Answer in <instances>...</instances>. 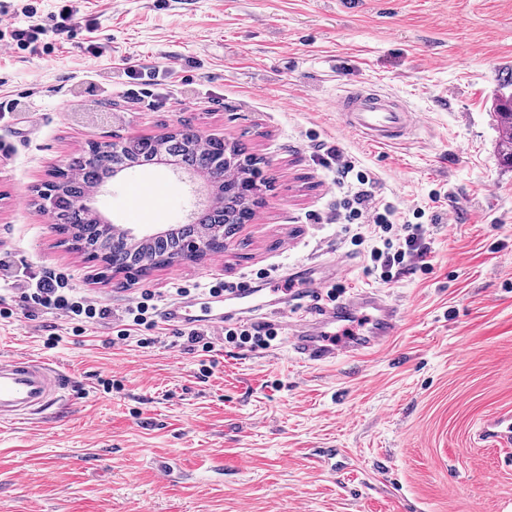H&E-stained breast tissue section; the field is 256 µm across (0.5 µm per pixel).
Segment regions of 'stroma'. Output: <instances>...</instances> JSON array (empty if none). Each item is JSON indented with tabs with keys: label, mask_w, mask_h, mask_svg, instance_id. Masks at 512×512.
Masks as SVG:
<instances>
[{
	"label": "stroma",
	"mask_w": 512,
	"mask_h": 512,
	"mask_svg": "<svg viewBox=\"0 0 512 512\" xmlns=\"http://www.w3.org/2000/svg\"><path fill=\"white\" fill-rule=\"evenodd\" d=\"M70 3L74 18L53 33ZM35 46L0 54V259L49 269L121 315L144 292L208 287L266 268L276 287L318 267L347 291L400 304L379 353L310 367L285 323L266 349L216 341L210 369L186 337L113 343L111 319L75 325L2 291L0 358L57 363L73 383L36 422L0 426V512H512V443L477 438L512 416V167L497 153L494 100L512 81V0H0ZM372 88L419 120L383 150L331 102ZM188 128L245 144L265 183L256 217L223 254L111 275L64 244L37 201L90 144ZM338 147L404 219L423 210L430 273L377 284L335 222ZM197 183L158 165L99 196L113 223H185ZM59 336L48 347V336ZM114 381L111 392L101 383ZM334 452L333 466L321 465ZM175 472L163 479L159 467Z\"/></svg>",
	"instance_id": "1"
}]
</instances>
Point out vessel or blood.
Wrapping results in <instances>:
<instances>
[{
  "instance_id": "vessel-or-blood-1",
  "label": "vessel or blood",
  "mask_w": 512,
  "mask_h": 512,
  "mask_svg": "<svg viewBox=\"0 0 512 512\" xmlns=\"http://www.w3.org/2000/svg\"><path fill=\"white\" fill-rule=\"evenodd\" d=\"M334 108L348 130L379 147L408 137L416 128L407 107L378 91L346 90L337 95ZM297 279L298 291L285 296L265 281L246 282L226 295L184 296L166 303L160 318L170 328L220 330L256 310L272 309L278 298L284 312L292 316L288 345L309 366L331 363L343 355L356 358L376 353L397 335L401 309L379 291L366 289L310 314L304 300L321 294L324 281L305 269L299 270ZM67 387L66 374L52 362L31 356L0 358V423H16L45 412L61 401ZM479 437L512 441V420L488 418Z\"/></svg>"
}]
</instances>
